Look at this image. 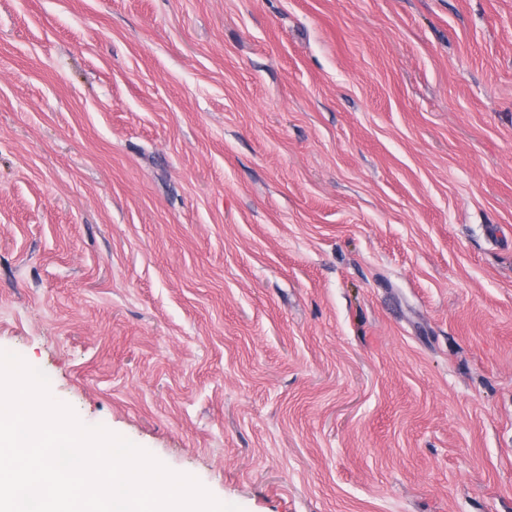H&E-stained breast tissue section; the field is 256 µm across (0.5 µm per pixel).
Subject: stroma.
<instances>
[{
    "instance_id": "35a3bbf8",
    "label": "stroma",
    "mask_w": 512,
    "mask_h": 512,
    "mask_svg": "<svg viewBox=\"0 0 512 512\" xmlns=\"http://www.w3.org/2000/svg\"><path fill=\"white\" fill-rule=\"evenodd\" d=\"M0 351L242 512H512V0H0Z\"/></svg>"
}]
</instances>
